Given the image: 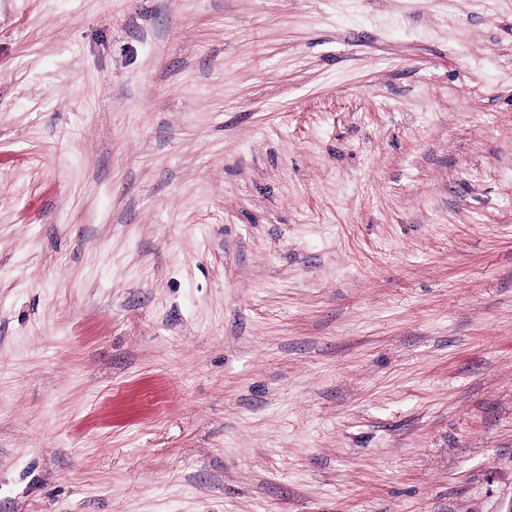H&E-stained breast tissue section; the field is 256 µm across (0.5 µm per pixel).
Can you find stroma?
I'll return each instance as SVG.
<instances>
[{"label":"stroma","mask_w":512,"mask_h":512,"mask_svg":"<svg viewBox=\"0 0 512 512\" xmlns=\"http://www.w3.org/2000/svg\"><path fill=\"white\" fill-rule=\"evenodd\" d=\"M0 512H512V0H0Z\"/></svg>","instance_id":"1"}]
</instances>
